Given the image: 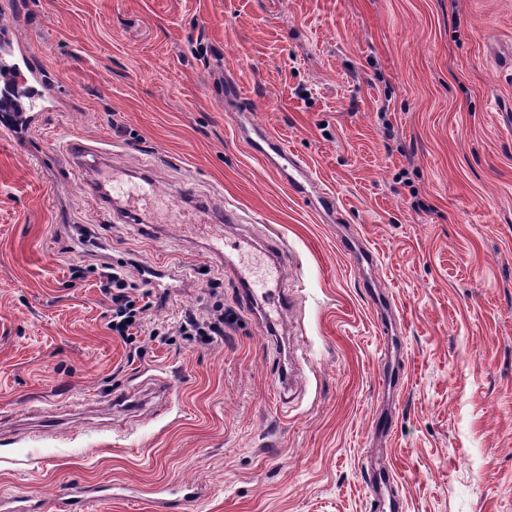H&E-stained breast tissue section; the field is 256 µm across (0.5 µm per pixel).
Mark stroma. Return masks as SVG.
I'll use <instances>...</instances> for the list:
<instances>
[{
    "label": "stroma",
    "instance_id": "obj_1",
    "mask_svg": "<svg viewBox=\"0 0 512 512\" xmlns=\"http://www.w3.org/2000/svg\"><path fill=\"white\" fill-rule=\"evenodd\" d=\"M1 24L53 81L36 123L0 124V498L35 486L33 512H56L83 486L78 512H153L157 488L194 485L173 512H369L366 462L404 512H512V0H0ZM242 119L309 162L337 215ZM69 140L152 165L204 223L118 221ZM222 235L250 255L215 256ZM270 243L292 304L274 326L237 281L268 272ZM117 259L136 285L174 272L151 288L171 335L136 357L99 279H70ZM217 302L222 337L179 334Z\"/></svg>",
    "mask_w": 512,
    "mask_h": 512
}]
</instances>
